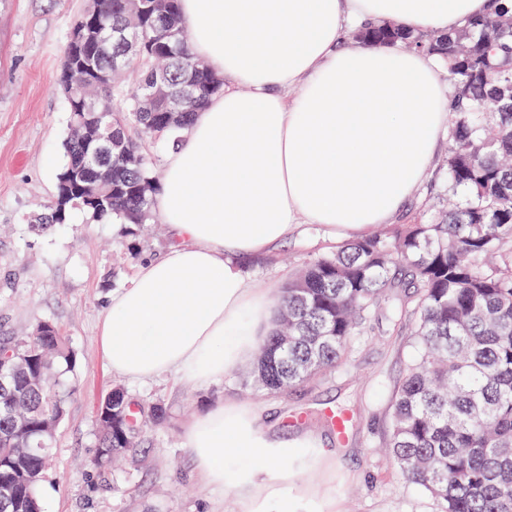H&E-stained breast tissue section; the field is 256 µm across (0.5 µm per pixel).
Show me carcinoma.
Returning a JSON list of instances; mask_svg holds the SVG:
<instances>
[{"instance_id":"cac0c4a2","label":"carcinoma","mask_w":512,"mask_h":512,"mask_svg":"<svg viewBox=\"0 0 512 512\" xmlns=\"http://www.w3.org/2000/svg\"><path fill=\"white\" fill-rule=\"evenodd\" d=\"M124 0H95L78 19L62 66L82 65L89 85L115 83L124 46L110 32L127 22ZM139 81L98 97L91 124L85 100L70 96V124L56 195L31 228L46 232L79 208L136 233L152 219L150 160L134 128L178 139L224 87L195 69L177 0H146ZM512 0L454 35L392 24L354 32L362 41L426 51L447 63L455 105L448 177L464 200L421 224L346 243L320 254L282 291L278 328L243 373L245 385L286 394L342 367L350 341L370 318L413 312L419 351L392 394L386 445L410 482L440 512H512ZM166 73L157 92L153 72ZM188 90L194 107L172 122L169 98ZM79 356L58 325L43 320L22 336L0 337V479L11 494L0 512H43L40 486L52 443L76 390ZM160 403L135 410L116 384L99 402L97 447L89 468L102 471L142 444V421H164Z\"/></svg>"}]
</instances>
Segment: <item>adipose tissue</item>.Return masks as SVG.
Instances as JSON below:
<instances>
[{"label":"adipose tissue","mask_w":512,"mask_h":512,"mask_svg":"<svg viewBox=\"0 0 512 512\" xmlns=\"http://www.w3.org/2000/svg\"><path fill=\"white\" fill-rule=\"evenodd\" d=\"M190 49L223 92L167 151L155 211L174 243L113 294L99 330L114 373L206 383L255 355L278 301L238 266L318 224L335 239L392 223L428 178L453 91L434 56L362 43L363 23L445 34L489 0H179ZM209 485L247 512L305 440L268 437L245 404L210 407L184 429Z\"/></svg>","instance_id":"1"}]
</instances>
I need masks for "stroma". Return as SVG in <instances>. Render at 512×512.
<instances>
[{
    "label": "stroma",
    "mask_w": 512,
    "mask_h": 512,
    "mask_svg": "<svg viewBox=\"0 0 512 512\" xmlns=\"http://www.w3.org/2000/svg\"><path fill=\"white\" fill-rule=\"evenodd\" d=\"M89 0H0V334L55 322L79 353L78 391L58 429L53 465L42 486L44 512H240L235 489L217 490L197 475L187 453L185 425L209 405L236 400L250 405L282 441L312 434L299 460L280 467L272 498L298 501V512H440L438 502L402 476L380 445L388 431L394 388L416 356L414 320L393 326L385 314L355 337L335 374L268 395L242 385L238 372L201 384L120 381L99 345L103 305L129 285L137 271L128 247L157 257L172 241L154 223L139 236L115 221H95L84 211L52 231L31 224L56 191L65 160L70 112L58 78L73 26ZM447 148H440L427 182L397 216L417 224L448 199ZM317 224H299L266 254L242 260L249 283L280 293L302 263L334 248ZM136 400L158 401L173 420L151 425L148 446L132 464L105 475L90 473L97 444L96 408L113 383ZM352 419L337 440L326 415Z\"/></svg>",
    "instance_id": "obj_1"
}]
</instances>
